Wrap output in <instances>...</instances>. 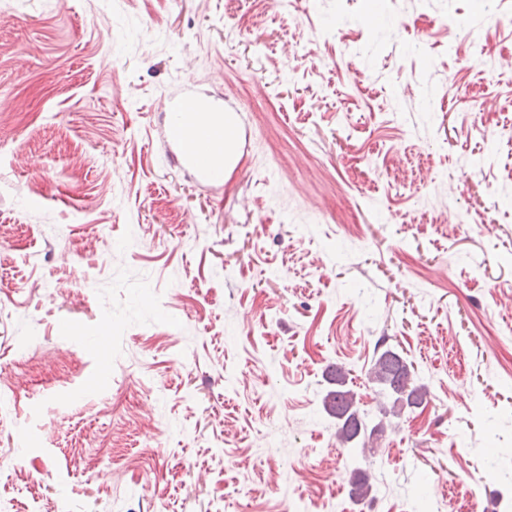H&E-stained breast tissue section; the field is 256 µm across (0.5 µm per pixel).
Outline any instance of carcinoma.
I'll list each match as a JSON object with an SVG mask.
<instances>
[{"instance_id": "cac0c4a2", "label": "carcinoma", "mask_w": 512, "mask_h": 512, "mask_svg": "<svg viewBox=\"0 0 512 512\" xmlns=\"http://www.w3.org/2000/svg\"><path fill=\"white\" fill-rule=\"evenodd\" d=\"M370 382L378 385L392 399L391 412L422 406L429 396L428 387L416 381L415 368L397 351L387 348L377 354L367 371ZM329 385L323 405L326 412L336 418V435L342 445L353 444L369 432L380 430L381 424L368 427L360 410V397L349 386L348 372L341 367L326 376ZM350 495L357 503H368L374 499L373 485L359 471L349 477Z\"/></svg>"}]
</instances>
